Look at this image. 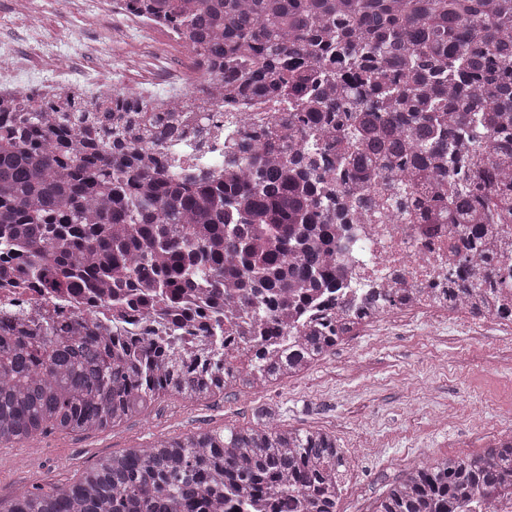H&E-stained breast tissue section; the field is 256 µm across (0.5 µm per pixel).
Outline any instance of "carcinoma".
Here are the masks:
<instances>
[{
	"label": "carcinoma",
	"mask_w": 512,
	"mask_h": 512,
	"mask_svg": "<svg viewBox=\"0 0 512 512\" xmlns=\"http://www.w3.org/2000/svg\"><path fill=\"white\" fill-rule=\"evenodd\" d=\"M172 18L224 92L284 98L279 143L264 130L224 153V179L165 176L161 152L182 127L147 106L83 102L45 112L0 102V279L71 296L106 293L118 309L204 320L210 371L180 366L177 327L160 344L66 335L52 321L0 337V444L48 428L115 426L162 396L196 403L308 372L333 350L334 326L282 318L336 287L342 196L386 182L382 206L413 187L434 198L428 224H466L472 249L488 224H512V0H133ZM493 144L483 205L466 171ZM259 300L257 340L241 379L224 363V289ZM467 294L448 275V301ZM346 458L336 435L258 423L200 432L100 459L76 483L0 499V512H338ZM512 481V437L405 471L375 512H454L462 498Z\"/></svg>",
	"instance_id": "obj_1"
}]
</instances>
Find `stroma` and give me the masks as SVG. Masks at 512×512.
I'll use <instances>...</instances> for the list:
<instances>
[{"label": "stroma", "instance_id": "35a3bbf8", "mask_svg": "<svg viewBox=\"0 0 512 512\" xmlns=\"http://www.w3.org/2000/svg\"><path fill=\"white\" fill-rule=\"evenodd\" d=\"M268 409L275 424L334 432L358 448L348 467L375 504L408 467L448 453H477L512 421V338L472 341L452 323H415L383 345L355 336L300 378L253 395L230 392L198 404L172 396L116 427L88 434L47 431L0 445V498H20L44 481L76 482L99 458L224 426L252 423Z\"/></svg>", "mask_w": 512, "mask_h": 512}]
</instances>
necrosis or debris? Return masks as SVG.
Segmentation results:
<instances>
[{"label": "necrosis or debris", "instance_id": "4bbe7bcc", "mask_svg": "<svg viewBox=\"0 0 512 512\" xmlns=\"http://www.w3.org/2000/svg\"><path fill=\"white\" fill-rule=\"evenodd\" d=\"M53 10L61 22L76 18L96 20L117 18L119 24L95 41L62 46L58 34L42 29L37 19L44 10ZM14 11L28 22L26 38L42 47L44 54L29 60L10 41L0 40V94L26 103L38 97L45 108H54L57 96L66 91L87 100L109 98L119 102L145 101L161 117L180 112L190 125H206L210 146L201 151L195 135H186L178 157L183 168L224 171V144L241 136L248 121L265 123L280 111L279 103L267 101L253 106L251 101L227 98L217 106L210 89H221L215 73L195 68H172L165 47L153 53L141 52L160 26L159 17L132 10L130 0H15ZM128 43L130 67L150 74V81L133 88L100 81L97 74L73 78L82 58L104 60L114 39ZM427 196L414 194L406 213L392 217L390 211H368L360 221L348 225L336 244V267L345 280L335 298H328L316 313L318 322L348 329L350 335L367 331L373 342L383 343L391 328L419 318L434 324L456 322L469 336H483L487 328L512 335V225L490 224L482 242L469 253L463 268L471 290L454 305H447L445 290L448 269L455 266L452 252L459 234L447 225L426 224L422 217ZM50 319L62 328L82 323L90 336L112 331V304L104 298L79 300L43 288L0 290V334L35 335V325Z\"/></svg>", "mask_w": 512, "mask_h": 512}]
</instances>
